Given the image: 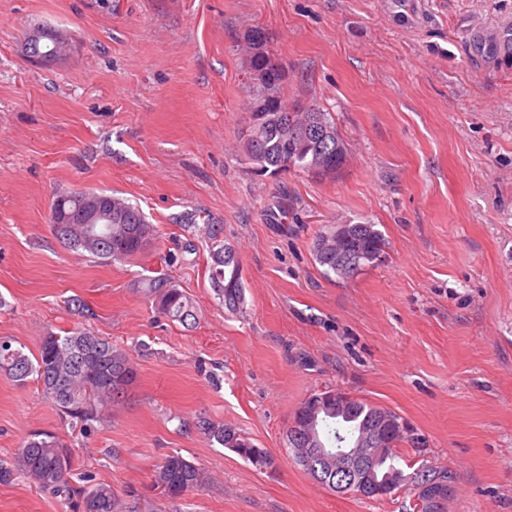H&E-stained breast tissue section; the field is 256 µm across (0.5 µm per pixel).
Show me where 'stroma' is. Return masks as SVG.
<instances>
[{"label":"stroma","instance_id":"stroma-1","mask_svg":"<svg viewBox=\"0 0 512 512\" xmlns=\"http://www.w3.org/2000/svg\"><path fill=\"white\" fill-rule=\"evenodd\" d=\"M511 19L512 0H0V337L30 354L85 326L138 372L90 432L0 374V460L57 436L71 486L90 472L130 512H414L410 487L338 494L292 459L295 410L338 389L423 438L402 454L448 472L444 512H512V66L468 59L475 32ZM38 28L70 36V53L31 58ZM257 28L286 98L335 114L349 148L336 178L247 163ZM102 190L154 225L141 255L109 263L54 235L57 195ZM360 217L382 231V261L325 276L316 233ZM211 224L240 255L243 314L212 289ZM159 275L190 294L194 323L152 307ZM201 414L275 469L200 433ZM173 451L210 477L177 500L152 484ZM0 512L78 510L19 477Z\"/></svg>","mask_w":512,"mask_h":512}]
</instances>
